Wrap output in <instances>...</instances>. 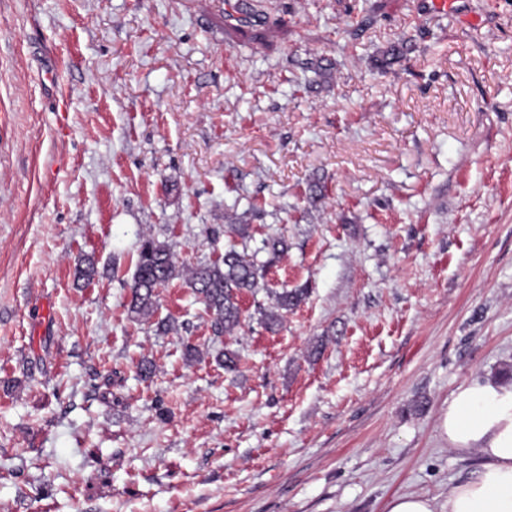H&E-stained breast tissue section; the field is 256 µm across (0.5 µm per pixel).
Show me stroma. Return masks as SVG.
<instances>
[{
	"instance_id": "1",
	"label": "stroma",
	"mask_w": 512,
	"mask_h": 512,
	"mask_svg": "<svg viewBox=\"0 0 512 512\" xmlns=\"http://www.w3.org/2000/svg\"><path fill=\"white\" fill-rule=\"evenodd\" d=\"M249 2L0 0V512H386L480 468L438 425L512 366V0ZM228 224L288 243L234 335L182 278L130 317L141 236L188 268ZM268 295L274 299L270 309L260 308V324L268 331H275L284 318V314L300 305L308 295V288H282L281 291H269Z\"/></svg>"
}]
</instances>
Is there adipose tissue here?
<instances>
[{
  "label": "adipose tissue",
  "instance_id": "ef3b65f1",
  "mask_svg": "<svg viewBox=\"0 0 512 512\" xmlns=\"http://www.w3.org/2000/svg\"><path fill=\"white\" fill-rule=\"evenodd\" d=\"M439 429L455 452H478L480 469L449 491L446 505L421 494H401L389 501L387 512H512V382L463 383L442 413Z\"/></svg>",
  "mask_w": 512,
  "mask_h": 512
}]
</instances>
